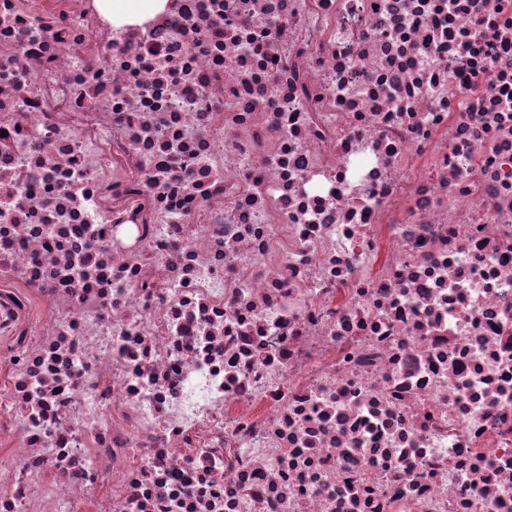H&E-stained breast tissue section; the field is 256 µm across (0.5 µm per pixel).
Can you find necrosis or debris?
Masks as SVG:
<instances>
[{"mask_svg":"<svg viewBox=\"0 0 512 512\" xmlns=\"http://www.w3.org/2000/svg\"><path fill=\"white\" fill-rule=\"evenodd\" d=\"M0 0V512H512V0ZM167 0H98L102 12L115 25L141 23L164 10Z\"/></svg>","mask_w":512,"mask_h":512,"instance_id":"4bbe7bcc","label":"necrosis or debris"}]
</instances>
